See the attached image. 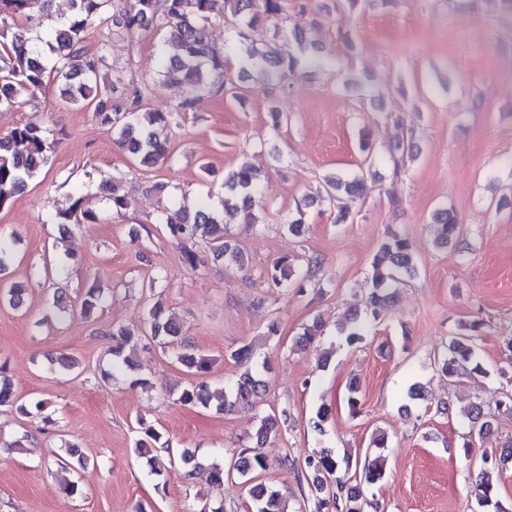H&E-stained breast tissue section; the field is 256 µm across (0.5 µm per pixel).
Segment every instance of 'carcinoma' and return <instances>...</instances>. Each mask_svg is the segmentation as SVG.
I'll return each instance as SVG.
<instances>
[{
  "label": "carcinoma",
  "instance_id": "carcinoma-1",
  "mask_svg": "<svg viewBox=\"0 0 512 512\" xmlns=\"http://www.w3.org/2000/svg\"><path fill=\"white\" fill-rule=\"evenodd\" d=\"M51 0H0V107H12L25 95H35L42 90L50 77L58 83L60 98L76 105L94 109L101 123L115 135V144L126 153L139 159L147 167H163L172 162L169 150V132L179 123L183 115L191 110V100L185 99L169 112H153L149 125H137V114L142 110V90L130 88L125 70L112 69L111 80L102 85L98 81L100 68L105 63L104 52L90 54L85 50V33L92 24L109 32L133 35L139 30L161 19L168 29L169 39L181 53L162 58L161 73L171 84L194 90L213 78L219 87H224V57L212 41L205 38L201 27L217 18L230 17L235 20V37L246 46L248 61L260 67L264 79L282 84L283 79L295 72L301 59L284 52L275 43L256 42L251 31L271 21L279 25L288 19V0H124V5L112 11V0H71L72 13L59 26L47 31L44 36H32L33 30L42 26V17L48 11ZM54 142L45 129L34 124H22L6 134L0 135V209L17 193L24 190L50 161ZM230 195L224 198V213L233 216L244 214L245 223H251L250 209L259 192L256 169L243 163L233 170L227 179ZM325 199L332 203L339 192L363 195L368 191L365 179L351 180L340 177L325 180ZM56 220L63 232L81 224H94L98 214L85 205V197L71 198V204L57 212ZM172 237L183 244L186 263L194 268L197 253L193 249L199 230L209 236L214 259L236 266L248 262L246 255L227 237L224 219L209 211L200 201L192 208L179 205L167 212L164 220ZM438 245L442 248L456 244L459 221L448 210L436 215ZM16 236L0 237V303L18 308L22 303L24 288L9 284V267L14 256ZM416 266L408 242L392 234L380 245L373 262V289L368 297L364 314L356 313L350 321L338 328L350 344L363 340L369 325L382 319L390 306L389 289L397 280V274L413 275ZM267 279L275 286L286 288L295 283L294 272L287 261L276 263L267 272ZM107 299L104 291L89 287L80 303V311L87 316ZM482 323H462L459 333L448 339V360L441 372L449 377L469 369L482 373L478 361V339ZM183 335V325L172 317L162 316L155 310L150 320L136 328L120 327L113 334L112 370L121 373L131 367L125 348L143 337H148L166 347ZM231 358L245 366L227 392L218 395L209 391L207 384L197 382L185 388L178 401L183 405L207 407L217 400V409L229 411L240 402H248L267 390L266 373L268 362L254 368L249 367L253 350L243 345L231 352ZM188 372L201 377L211 368V360L185 350L178 357ZM17 407V411L28 413L24 405H16V398L8 380L0 375V407ZM463 415L478 427V434L491 430L482 407L476 403L468 407ZM288 411L280 415L264 416L255 433V445H261L272 433L288 424ZM143 439L137 443L136 451L145 455L151 445L160 442L162 433L151 426L140 425ZM305 466L311 476L329 478L336 485V493L323 492L324 483L311 484L317 500V512H361L360 484H375L383 477L380 459L363 464L359 482L355 484L341 475L342 463L329 449L309 456ZM267 468L266 460L254 448L245 449L233 464L236 472L246 477ZM481 494L477 498L480 507L496 506L493 502V487L486 472L478 475ZM254 512H284L278 494L270 487L259 483L249 489Z\"/></svg>",
  "mask_w": 512,
  "mask_h": 512
}]
</instances>
